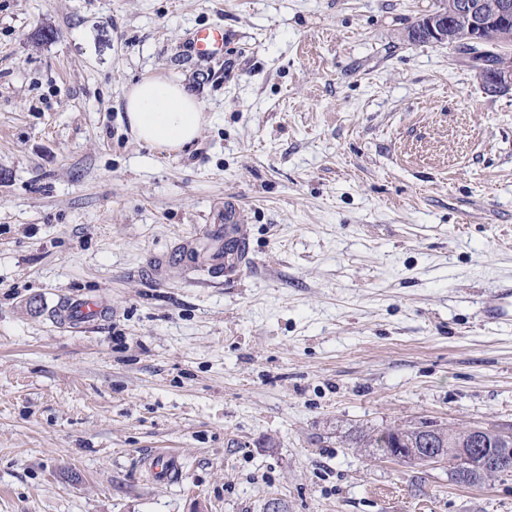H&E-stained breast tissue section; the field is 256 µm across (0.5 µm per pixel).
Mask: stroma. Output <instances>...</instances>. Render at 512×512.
I'll use <instances>...</instances> for the list:
<instances>
[{"instance_id": "35a3bbf8", "label": "stroma", "mask_w": 512, "mask_h": 512, "mask_svg": "<svg viewBox=\"0 0 512 512\" xmlns=\"http://www.w3.org/2000/svg\"><path fill=\"white\" fill-rule=\"evenodd\" d=\"M441 4L0 0V512H512L360 445L512 426V91L408 40ZM155 76L177 152L125 116ZM195 47L202 55H217L224 49V30L203 28L197 32ZM124 109L135 138L151 147L177 152L192 143L206 122L200 102L180 82L152 77L125 93ZM110 307L98 298H75L57 309L58 319L69 326L101 322L109 315Z\"/></svg>"}]
</instances>
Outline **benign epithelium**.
I'll list each match as a JSON object with an SVG mask.
<instances>
[{
  "mask_svg": "<svg viewBox=\"0 0 512 512\" xmlns=\"http://www.w3.org/2000/svg\"><path fill=\"white\" fill-rule=\"evenodd\" d=\"M500 27L499 37L489 39L492 26ZM426 37L432 42L466 44L467 54L483 86L492 92L512 90V64H493L494 57L512 52V0H444L443 7L427 14L409 30L413 41ZM497 453L504 467L512 466V429L494 435Z\"/></svg>",
  "mask_w": 512,
  "mask_h": 512,
  "instance_id": "benign-epithelium-1",
  "label": "benign epithelium"
}]
</instances>
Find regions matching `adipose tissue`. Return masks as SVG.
I'll list each match as a JSON object with an SVG mask.
<instances>
[{"mask_svg":"<svg viewBox=\"0 0 512 512\" xmlns=\"http://www.w3.org/2000/svg\"><path fill=\"white\" fill-rule=\"evenodd\" d=\"M124 109L135 138L167 152L196 140L206 121L195 95L182 83L164 77L132 85L125 93Z\"/></svg>","mask_w":512,"mask_h":512,"instance_id":"1","label":"adipose tissue"}]
</instances>
